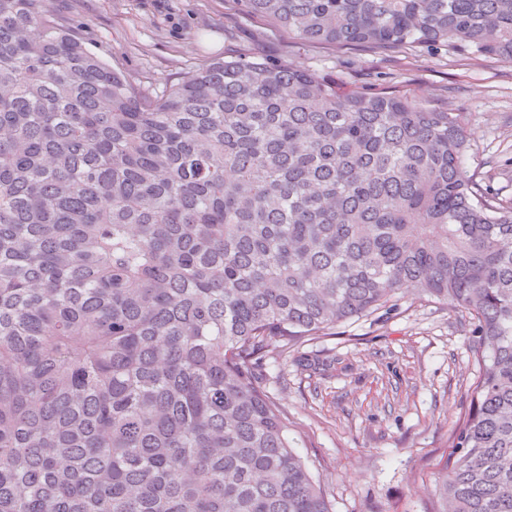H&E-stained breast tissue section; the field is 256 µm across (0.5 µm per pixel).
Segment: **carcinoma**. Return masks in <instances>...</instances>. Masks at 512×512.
Instances as JSON below:
<instances>
[{
    "label": "carcinoma",
    "instance_id": "carcinoma-1",
    "mask_svg": "<svg viewBox=\"0 0 512 512\" xmlns=\"http://www.w3.org/2000/svg\"><path fill=\"white\" fill-rule=\"evenodd\" d=\"M242 6L512 62V0ZM466 126L262 59L142 102L43 0H0V512H331L256 367L409 285L480 336L442 512H512V201Z\"/></svg>",
    "mask_w": 512,
    "mask_h": 512
}]
</instances>
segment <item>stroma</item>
Wrapping results in <instances>:
<instances>
[{"label":"stroma","instance_id":"obj_1","mask_svg":"<svg viewBox=\"0 0 512 512\" xmlns=\"http://www.w3.org/2000/svg\"><path fill=\"white\" fill-rule=\"evenodd\" d=\"M44 7L142 100H159L213 62L258 58L467 113L468 173L492 195L512 198L510 62L453 46L315 44L248 14L239 0H44ZM478 345L469 315L406 290L335 333L273 348L261 385L332 512H439L434 488L472 406Z\"/></svg>","mask_w":512,"mask_h":512}]
</instances>
